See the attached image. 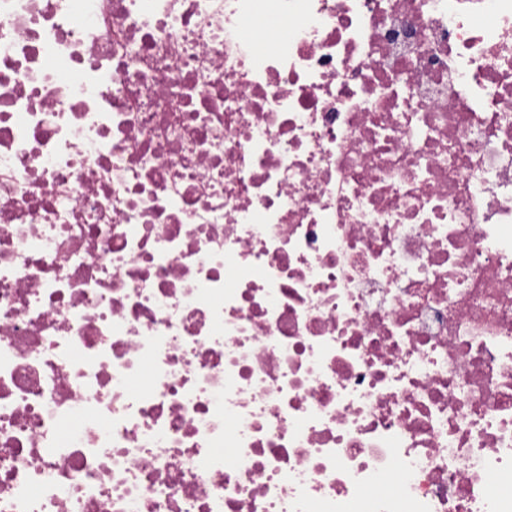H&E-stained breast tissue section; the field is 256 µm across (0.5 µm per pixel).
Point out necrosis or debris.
Returning <instances> with one entry per match:
<instances>
[{
  "label": "necrosis or debris",
  "mask_w": 512,
  "mask_h": 512,
  "mask_svg": "<svg viewBox=\"0 0 512 512\" xmlns=\"http://www.w3.org/2000/svg\"><path fill=\"white\" fill-rule=\"evenodd\" d=\"M512 0H0V512H512Z\"/></svg>",
  "instance_id": "1"
}]
</instances>
